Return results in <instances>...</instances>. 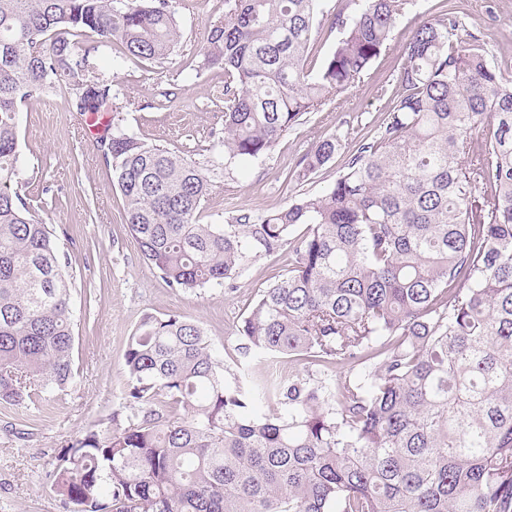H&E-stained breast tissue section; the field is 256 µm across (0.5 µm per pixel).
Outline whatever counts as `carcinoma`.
<instances>
[{"label": "carcinoma", "mask_w": 512, "mask_h": 512, "mask_svg": "<svg viewBox=\"0 0 512 512\" xmlns=\"http://www.w3.org/2000/svg\"><path fill=\"white\" fill-rule=\"evenodd\" d=\"M319 2L224 0L204 64L224 66L210 150L226 165L263 158L359 81L413 4L336 14L342 37L309 71ZM179 41L168 0H0L3 406L38 407L74 379L71 278L13 189L20 105L69 91L82 116L116 112L99 61L161 64ZM101 142L168 286L222 287L248 254L288 246L238 351L314 372L227 379L200 324L145 314L124 353L127 425L86 432L46 473L67 512H512V75L453 13L416 28L386 119L336 182L285 208L203 224L209 170L112 123ZM337 147L317 142L290 178ZM262 402L280 411L260 416Z\"/></svg>", "instance_id": "obj_1"}]
</instances>
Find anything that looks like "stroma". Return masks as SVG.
Wrapping results in <instances>:
<instances>
[{
	"label": "stroma",
	"mask_w": 512,
	"mask_h": 512,
	"mask_svg": "<svg viewBox=\"0 0 512 512\" xmlns=\"http://www.w3.org/2000/svg\"><path fill=\"white\" fill-rule=\"evenodd\" d=\"M346 2L322 0L308 68L317 69L334 46L338 33L330 24ZM171 6L182 38L169 59L103 69L120 92L122 110L114 121L207 165L213 159L208 146L224 129V70L202 71L198 64L211 24L224 14V0H171ZM444 8L478 36L492 66L512 74V0H417L360 81L328 96L320 111L303 115L267 156L243 170H219L202 223L228 224L242 209L274 211L332 185L350 154V131L373 134L385 118L414 29ZM381 86L387 97H377ZM329 137L339 143L334 158L306 182L288 179L295 163ZM19 138L17 190L49 225L72 276L76 377L43 408L0 406V512H64L45 475L62 445L108 426L109 415L124 405L123 354L141 318L177 314L198 322L225 368L236 372L243 342L238 329L261 291L287 269L288 251L251 255L239 276L221 288L169 287L143 260L126 224L112 164L69 97L30 96L21 106Z\"/></svg>",
	"instance_id": "obj_1"
}]
</instances>
